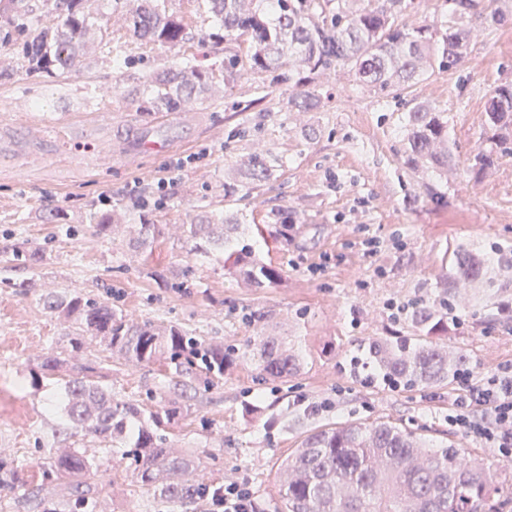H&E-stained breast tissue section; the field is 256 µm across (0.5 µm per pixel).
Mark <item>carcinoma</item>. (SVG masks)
<instances>
[{
    "instance_id": "1",
    "label": "carcinoma",
    "mask_w": 512,
    "mask_h": 512,
    "mask_svg": "<svg viewBox=\"0 0 512 512\" xmlns=\"http://www.w3.org/2000/svg\"><path fill=\"white\" fill-rule=\"evenodd\" d=\"M218 31H188L182 19L168 9L167 0H137L124 17L131 37L142 45L176 51L190 42L203 47L229 36L247 45L245 59L224 61V85L246 70L263 74L288 68V83L309 82V75L345 73L361 88L384 93L403 88L435 71L457 67L468 50L471 30L465 18L481 0H448V26L433 40L436 24L408 27L398 21L414 0H203ZM98 0H0V47L18 43V69L30 77L62 76L81 63L89 33L98 26ZM484 21L492 29L509 21V13L487 5ZM212 86L210 72L185 60L155 69L144 77L143 89L131 96L136 112H172L199 100ZM317 95L303 90L288 99L294 112H311ZM408 161L438 171L448 168V118L420 104L405 113ZM485 126L495 147L479 151L474 166L491 168L506 153L512 155V84L491 93L485 107ZM274 165L252 154L240 170L244 187L270 179ZM95 233L106 237L121 223L118 212L94 210ZM134 248L150 249L163 234V225L138 216ZM241 224L237 215L203 212L182 225L193 249L224 257V269L253 288H270L281 281L280 271L247 246L237 247ZM36 248H16L3 257L38 262ZM486 264L479 255L460 247L453 252L442 287L461 288L483 279ZM47 307L71 323L68 343L83 348L85 335L100 340L112 355L127 364L164 360L179 377L207 385L224 376L233 345L212 344L191 331L146 320L129 322L112 303L81 294L53 296ZM413 335L368 342L366 354L384 376L409 385L442 384L462 366L465 357L451 352L435 337L448 330V313L430 302L414 306ZM306 362V355L278 336L261 337L256 368L269 380L285 382ZM69 361L50 354L40 371L54 375ZM171 400L155 411L133 401H116L112 391L83 375L64 381L51 412L63 430L85 432L106 443L101 452L118 454L140 481L166 500L190 504L205 496L208 486L185 475L200 467L192 453L175 454L168 448L165 428L180 412ZM464 451L450 444L428 448L411 430L389 422L369 425H325L308 433L281 465V503L277 512H495L492 498L497 477L483 464L457 460ZM99 464L96 456L75 449L52 458L43 477L63 485L77 512H93ZM38 499L23 469L0 459V498L18 493Z\"/></svg>"
}]
</instances>
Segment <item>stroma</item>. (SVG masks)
Listing matches in <instances>:
<instances>
[{"label": "stroma", "instance_id": "stroma-1", "mask_svg": "<svg viewBox=\"0 0 512 512\" xmlns=\"http://www.w3.org/2000/svg\"><path fill=\"white\" fill-rule=\"evenodd\" d=\"M129 7L120 0L90 34L83 67L60 78L16 72L12 51L0 49V67L14 72L0 83V253L24 242L42 249L37 265L0 264V457L25 465L40 497L65 507L68 497L44 480L43 469L70 449L99 445L55 431L49 403L58 377L27 390L15 385L67 346L70 327L45 307V296L78 291L110 299L128 320L238 347L223 379L181 393L165 363L126 364L92 336L71 361L76 372L92 367L94 380L118 400L154 410L180 397L187 413L173 419L169 447L197 453L198 475L210 487L245 477L263 512H276L278 467L307 431L388 421L482 460L498 474L499 500L512 512V461L449 425L452 385L432 393L379 379L368 386L350 368L361 344L395 331L411 335L408 308L438 299L442 264L459 247L484 258L490 277L450 297L453 322L441 339L481 374L512 361V316L500 311L512 305V288L501 287L498 272L500 255L512 250V155L486 171L473 166L490 146L486 101L512 82V21L488 30L482 17H469L474 39L457 68L383 99L328 72L310 86L317 109L291 112L287 84L248 74L163 123L128 106L143 74L168 58L130 38L123 26ZM118 45L135 65H114ZM420 103L448 116L446 175L408 162L403 114ZM146 138L166 150L142 148ZM205 147L209 159L181 171L157 210L164 230L150 253H134L133 222L107 237L95 234L91 206L129 210L126 184L150 183L170 157ZM251 153L266 154L278 168L245 189L234 173ZM203 210L237 214L248 227L241 243L277 267L281 283L245 287L214 256L189 250L182 227ZM282 213L295 226L290 239L251 232ZM163 273L186 280V288L167 287ZM391 302L405 308L399 319L389 316ZM262 332L306 352L303 369L288 381L257 375L252 347ZM97 481L95 512H213L207 497L191 507L157 498L117 458L101 460Z\"/></svg>", "mask_w": 512, "mask_h": 512}]
</instances>
